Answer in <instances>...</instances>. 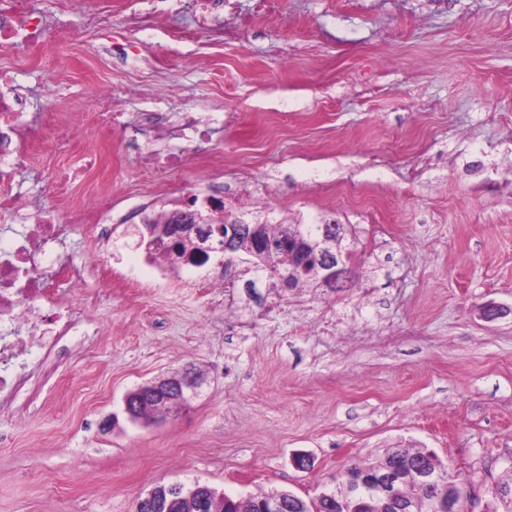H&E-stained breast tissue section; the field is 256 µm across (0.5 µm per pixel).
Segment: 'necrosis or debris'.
Returning a JSON list of instances; mask_svg holds the SVG:
<instances>
[{
    "mask_svg": "<svg viewBox=\"0 0 512 512\" xmlns=\"http://www.w3.org/2000/svg\"><path fill=\"white\" fill-rule=\"evenodd\" d=\"M37 0H0V49L17 45L41 49L72 44L70 30L62 25L38 21ZM116 90L98 88L87 106L75 116L61 112L30 114L19 85L0 72V405L12 402L26 384V370L32 359L50 355L59 343L75 335L70 315L73 299L92 301L95 294L86 282L87 264L64 259L62 249L69 228L87 225L99 244L112 240V224L100 212L95 193L73 196L94 169L99 156L87 153L79 160L70 154L86 131L101 141L121 132L127 150L138 154L153 188H160L168 173L189 164H204L206 156L199 142L205 133L223 128L222 120L200 119L185 113L173 127H166L158 111L129 113L116 105ZM167 130L177 147L157 149L139 142L137 129ZM41 144L45 166L51 167V193L59 207L50 212L28 215L27 202L14 192L10 173L22 165L30 146ZM63 278L67 290L54 288Z\"/></svg>",
    "mask_w": 512,
    "mask_h": 512,
    "instance_id": "necrosis-or-debris-1",
    "label": "necrosis or debris"
}]
</instances>
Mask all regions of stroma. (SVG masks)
I'll use <instances>...</instances> for the list:
<instances>
[{
	"label": "stroma",
	"mask_w": 512,
	"mask_h": 512,
	"mask_svg": "<svg viewBox=\"0 0 512 512\" xmlns=\"http://www.w3.org/2000/svg\"><path fill=\"white\" fill-rule=\"evenodd\" d=\"M171 7L139 67L102 55L74 10L70 50L20 45L0 71L34 112L74 111L106 83L174 87V122L229 114L209 144L223 165L170 176L148 217L204 208L225 182V211L251 207L248 222L344 225L351 285L260 275L251 290L220 253L158 279L131 225L108 247L72 230L74 259L99 255L92 333L0 408V512H135L155 486L197 482L308 500L392 448L434 452L482 512L512 466V0H232L222 21L239 36L222 44L199 37L193 0ZM175 25L197 67L165 53ZM49 179L31 147L15 190L50 208ZM102 179L109 218L148 190L120 135L88 175ZM216 277L235 278L234 304ZM489 304L503 317L484 320ZM189 364L206 381L187 405L127 419L128 392Z\"/></svg>",
	"instance_id": "stroma-1"
}]
</instances>
